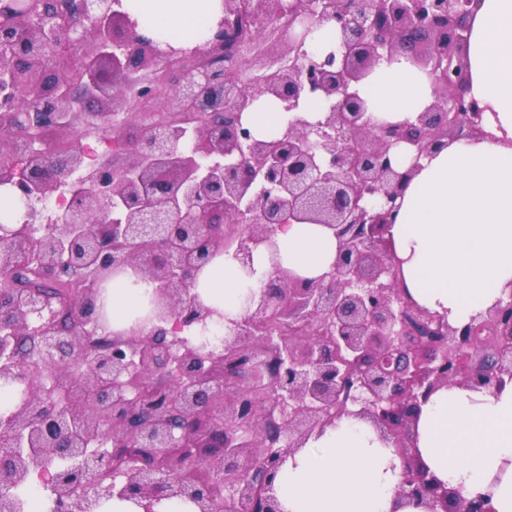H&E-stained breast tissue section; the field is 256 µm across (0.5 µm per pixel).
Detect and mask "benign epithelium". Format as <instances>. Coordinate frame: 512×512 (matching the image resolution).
Returning a JSON list of instances; mask_svg holds the SVG:
<instances>
[{"instance_id": "obj_1", "label": "benign epithelium", "mask_w": 512, "mask_h": 512, "mask_svg": "<svg viewBox=\"0 0 512 512\" xmlns=\"http://www.w3.org/2000/svg\"><path fill=\"white\" fill-rule=\"evenodd\" d=\"M474 0H221L210 34L162 48L140 34L121 0H0V188L23 203L22 221L0 225V283L30 263L44 278L71 271L83 287L62 305L35 288L0 295V382L21 397L0 421V512H18L10 489L58 459L52 512H96L104 499L153 505L187 498L217 512L194 481L203 463L224 475V500L241 512H280L273 480L286 454L351 413L370 420L400 459L396 494L426 512H489L480 495L439 483L411 453L421 403L454 383L496 389L512 380V293L487 314L451 326L396 286L385 234L420 160L448 141L483 134V109L467 97L464 49ZM288 19L284 52L247 85L235 60L259 41L244 18ZM335 26L339 44L314 58L294 23ZM408 56L433 80L434 102L415 121L374 127L355 85L383 58ZM158 119L128 140L117 117L134 110L130 85ZM272 96L287 112L326 104L323 119L294 117L265 141L241 114ZM113 132L103 158L80 147ZM412 155L404 170L395 148ZM69 195L56 211L47 197ZM322 224L339 241L333 269L315 281L279 266L254 311L220 346L195 341L217 311L192 292L193 273L216 254L246 260L272 245L282 224ZM131 268L154 284V328L137 329L88 357L99 292ZM281 317L310 330L255 342L256 323ZM173 322L172 331L163 324ZM496 335L483 364L480 334ZM69 394L48 408L40 373ZM359 410L352 411L350 407ZM122 448L138 464L110 468ZM112 469L103 483L98 474Z\"/></svg>"}]
</instances>
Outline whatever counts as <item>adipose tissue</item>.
<instances>
[{"label":"adipose tissue","mask_w":512,"mask_h":512,"mask_svg":"<svg viewBox=\"0 0 512 512\" xmlns=\"http://www.w3.org/2000/svg\"><path fill=\"white\" fill-rule=\"evenodd\" d=\"M149 37L194 41L209 27L218 0H123ZM467 94L484 110L483 135L450 141L420 162L404 189L387 239L397 281L420 308L460 326L512 293V0H477L469 18ZM373 125L415 121L433 101L427 72L399 56L382 59L357 86ZM272 97L254 102L242 122L256 138L280 137L291 120ZM280 262L316 280L336 262L338 243L320 224H285L274 235ZM270 249L249 263L214 256L194 275L200 300L224 327L246 317L248 293L272 272ZM151 283L132 270L113 276L101 296L104 330L127 335L150 328ZM414 452L448 487L482 495L493 512H512V381L500 389L450 384L422 404ZM398 458L373 425L345 416L288 455L274 482L282 512H425L396 495Z\"/></svg>","instance_id":"1"}]
</instances>
